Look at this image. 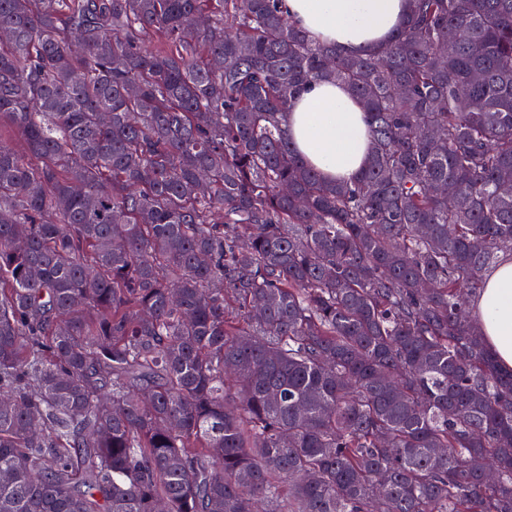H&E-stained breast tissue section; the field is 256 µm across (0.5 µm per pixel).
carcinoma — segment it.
Instances as JSON below:
<instances>
[{
  "instance_id": "cac0c4a2",
  "label": "carcinoma",
  "mask_w": 512,
  "mask_h": 512,
  "mask_svg": "<svg viewBox=\"0 0 512 512\" xmlns=\"http://www.w3.org/2000/svg\"><path fill=\"white\" fill-rule=\"evenodd\" d=\"M279 2L0 0V512H512L469 315L512 243V0H408L354 56ZM314 81L365 107L351 182L288 139Z\"/></svg>"
}]
</instances>
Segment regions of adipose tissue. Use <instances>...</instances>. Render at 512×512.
<instances>
[{
	"label": "adipose tissue",
	"mask_w": 512,
	"mask_h": 512,
	"mask_svg": "<svg viewBox=\"0 0 512 512\" xmlns=\"http://www.w3.org/2000/svg\"><path fill=\"white\" fill-rule=\"evenodd\" d=\"M288 19L317 43L347 54L382 47L402 27L408 0H281ZM291 144L329 181L350 180L366 164L369 129L361 103L347 89L317 81L285 117ZM471 308L499 365L512 369V253L488 272Z\"/></svg>",
	"instance_id": "ef3b65f1"
}]
</instances>
